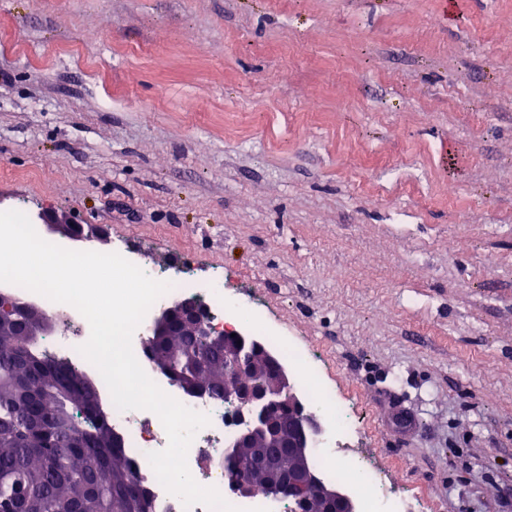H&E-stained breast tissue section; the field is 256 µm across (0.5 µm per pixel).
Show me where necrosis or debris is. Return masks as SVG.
<instances>
[{"mask_svg": "<svg viewBox=\"0 0 512 512\" xmlns=\"http://www.w3.org/2000/svg\"><path fill=\"white\" fill-rule=\"evenodd\" d=\"M171 284V289L159 298V305L185 296L199 297L211 311L216 327H223L225 321L235 318L250 322L253 332L262 336L294 367L307 410L323 424L313 449V461L325 479L352 487H368V494L360 501L361 512H415L412 500L385 489L378 470L368 459H339L341 445L357 434L360 422L351 403L338 397L332 386L322 382V361L312 350L272 333L267 309L256 300L244 297L238 289L226 287L223 275L216 274L201 282L186 271L173 277ZM4 293L18 304L36 306L59 323V331L42 337L40 345L44 350L68 360L86 375L98 377L96 367L78 352L79 346L90 336V326L74 307L52 302L13 284L7 285ZM154 381L185 406L209 416V425L198 431L189 447L187 462L199 484L224 489L228 480L224 468L225 449L237 432L233 407L220 399L189 395L162 375L155 376ZM112 425L123 440L126 455L138 468L152 512H209L201 504L184 507L181 500L169 494L158 481L147 459L148 453L163 450L168 444L157 415L144 410L116 409L112 412Z\"/></svg>", "mask_w": 512, "mask_h": 512, "instance_id": "1", "label": "necrosis or debris"}]
</instances>
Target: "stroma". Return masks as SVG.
Returning a JSON list of instances; mask_svg holds the SVG:
<instances>
[{"label":"stroma","instance_id":"stroma-1","mask_svg":"<svg viewBox=\"0 0 512 512\" xmlns=\"http://www.w3.org/2000/svg\"><path fill=\"white\" fill-rule=\"evenodd\" d=\"M6 210L222 271L389 487L512 512V0H0ZM38 220L52 232L58 233L61 236L72 241H83L91 238H97V232L93 230L85 231L79 224H73L67 221L63 215L55 212H39L37 215Z\"/></svg>","mask_w":512,"mask_h":512}]
</instances>
